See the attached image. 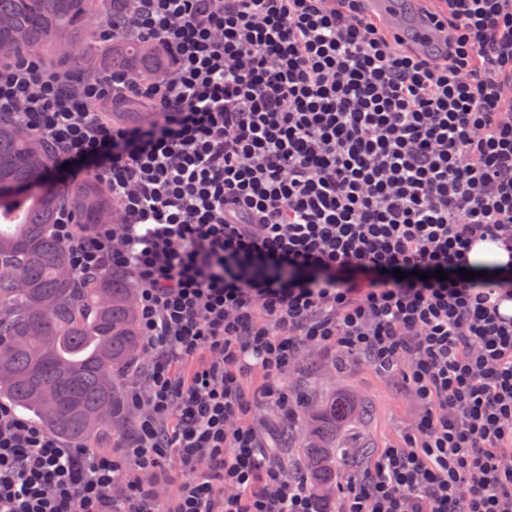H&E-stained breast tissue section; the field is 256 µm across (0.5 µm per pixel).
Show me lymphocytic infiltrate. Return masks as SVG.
<instances>
[{
    "label": "lymphocytic infiltrate",
    "mask_w": 512,
    "mask_h": 512,
    "mask_svg": "<svg viewBox=\"0 0 512 512\" xmlns=\"http://www.w3.org/2000/svg\"><path fill=\"white\" fill-rule=\"evenodd\" d=\"M362 2L110 0L97 38L152 36L149 80L0 61V114L98 165L111 223L51 232L75 273L134 281L146 360L116 451L0 403V512H321L239 421L253 398L294 421L279 377L320 347L403 369L421 407L336 512H512V268L461 274L477 243L512 255V0H413L448 31L435 60ZM171 452L165 506L141 475Z\"/></svg>",
    "instance_id": "obj_1"
}]
</instances>
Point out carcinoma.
Returning a JSON list of instances; mask_svg holds the SVG:
<instances>
[{"instance_id":"cac0c4a2","label":"carcinoma","mask_w":512,"mask_h":512,"mask_svg":"<svg viewBox=\"0 0 512 512\" xmlns=\"http://www.w3.org/2000/svg\"><path fill=\"white\" fill-rule=\"evenodd\" d=\"M112 19L107 0H0V51L97 72L90 21ZM166 61L150 38L116 41L114 71L145 79ZM50 147L0 117V402L42 424L61 440L90 448L112 435L127 413L124 378L141 350L138 313L128 275L113 270L77 278L66 246L51 233L57 213L93 228L112 223V194L87 178L63 184L50 177ZM348 401L335 397L311 430L307 486L336 490V461L352 448L336 443Z\"/></svg>"}]
</instances>
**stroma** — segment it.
Masks as SVG:
<instances>
[{
    "label": "stroma",
    "mask_w": 512,
    "mask_h": 512,
    "mask_svg": "<svg viewBox=\"0 0 512 512\" xmlns=\"http://www.w3.org/2000/svg\"><path fill=\"white\" fill-rule=\"evenodd\" d=\"M283 382L289 394L301 401L299 418L290 430L291 442L280 450L282 462L293 473L306 465L310 420L334 395L343 394L352 402H367L372 407L369 417L352 418L336 432L337 441L351 439L361 447V454L355 457L359 466L372 461L384 446L402 445L419 411L402 371L384 372L361 359L342 364L335 354L319 349L305 351L295 369L284 374Z\"/></svg>",
    "instance_id": "1"
}]
</instances>
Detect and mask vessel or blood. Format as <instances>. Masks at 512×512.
<instances>
[{"instance_id":"b4317fda","label":"vessel or blood","mask_w":512,"mask_h":512,"mask_svg":"<svg viewBox=\"0 0 512 512\" xmlns=\"http://www.w3.org/2000/svg\"><path fill=\"white\" fill-rule=\"evenodd\" d=\"M365 9L381 26L409 37L420 55H430L446 47V33L437 29L430 16L424 12L404 15L398 0H366Z\"/></svg>"}]
</instances>
